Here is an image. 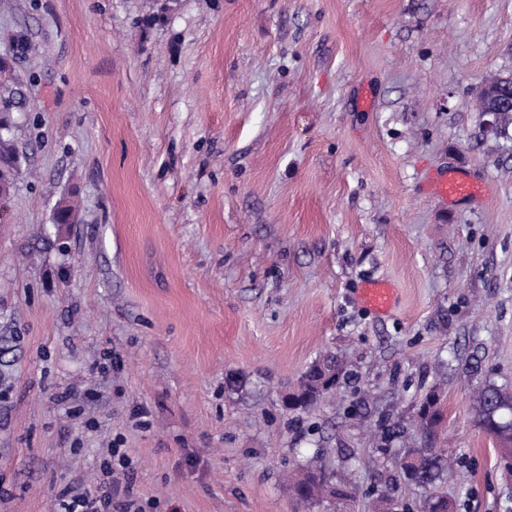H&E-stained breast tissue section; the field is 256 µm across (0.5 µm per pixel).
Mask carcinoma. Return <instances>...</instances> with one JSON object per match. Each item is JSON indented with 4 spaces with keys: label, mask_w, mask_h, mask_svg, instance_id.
I'll use <instances>...</instances> for the list:
<instances>
[{
    "label": "carcinoma",
    "mask_w": 512,
    "mask_h": 512,
    "mask_svg": "<svg viewBox=\"0 0 512 512\" xmlns=\"http://www.w3.org/2000/svg\"><path fill=\"white\" fill-rule=\"evenodd\" d=\"M21 101L19 80L12 77L0 82V102L5 104L0 111V129L9 130L10 112ZM17 149L13 140L0 136V185L10 187L14 174L6 169ZM76 218L72 204L62 201L55 211L57 224H72ZM344 373V367L336 357L327 355L308 367L307 374L301 376L298 386L288 394L292 399L291 410L309 411L314 409L334 389ZM477 412V424L498 444L512 445V389L491 382L479 385L474 392ZM440 396L431 391L421 399L415 415L413 427L421 434L422 442L406 448L396 462L400 473L426 492L422 503V512H455L454 503L438 490L448 472L457 464L453 458L432 448L430 439L435 435L442 422L439 409ZM401 422H395L378 435L379 451L389 452L392 440L406 433ZM292 490L296 498L304 503L322 499L349 501L354 499L353 487L344 482L333 483L326 476L319 457H314L299 467L290 476Z\"/></svg>",
    "instance_id": "obj_1"
}]
</instances>
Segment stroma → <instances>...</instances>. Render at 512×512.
I'll return each instance as SVG.
<instances>
[{
	"mask_svg": "<svg viewBox=\"0 0 512 512\" xmlns=\"http://www.w3.org/2000/svg\"><path fill=\"white\" fill-rule=\"evenodd\" d=\"M23 157L0 202V512L94 491L145 512H372L371 435L441 395L457 512H512L471 391L512 386V0H0ZM453 167L483 183L448 204ZM74 198L79 221L57 224ZM396 293L362 304L364 281ZM347 373L284 399L325 354ZM147 428H140V421ZM320 454L345 505H297ZM495 96L498 103L495 107L487 106V99ZM512 110V85L505 82L497 84L493 81L483 82L477 98V110L480 112L486 130H495L500 124V112ZM433 192L448 204L478 203L486 192L485 186L468 174L448 168L437 175ZM360 297L370 310L384 314L391 307L393 290L382 280H372L364 283L360 289ZM128 449L109 448L108 456L100 464L104 479L98 495L75 494L74 491L65 486L57 494L59 501L58 512H112V484H116V491L119 490V483L113 478L114 474L127 468L129 462Z\"/></svg>",
	"mask_w": 512,
	"mask_h": 512,
	"instance_id": "obj_1",
	"label": "stroma"
}]
</instances>
